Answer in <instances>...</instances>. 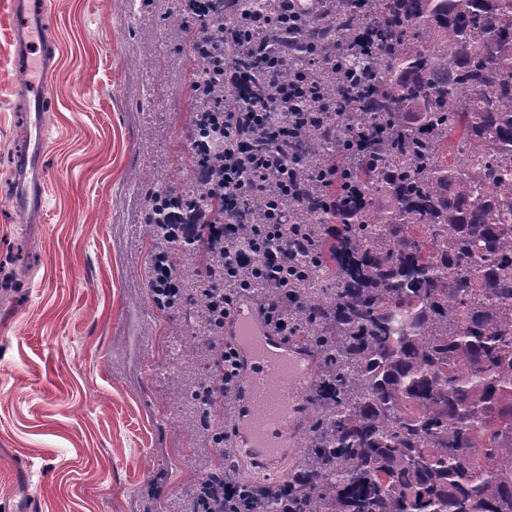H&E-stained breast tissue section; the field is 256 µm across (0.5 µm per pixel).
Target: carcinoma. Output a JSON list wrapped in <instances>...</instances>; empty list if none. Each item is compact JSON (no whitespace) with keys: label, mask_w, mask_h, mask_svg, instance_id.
I'll return each mask as SVG.
<instances>
[{"label":"carcinoma","mask_w":512,"mask_h":512,"mask_svg":"<svg viewBox=\"0 0 512 512\" xmlns=\"http://www.w3.org/2000/svg\"><path fill=\"white\" fill-rule=\"evenodd\" d=\"M181 31L190 0H155ZM191 47L190 130L217 143L210 192L189 154L183 189L145 200V235L166 283L162 312L191 334L170 374L189 415L198 473L176 512L224 508V241L181 248L172 207L224 221V117L245 97L224 86V56L249 47L238 7L210 0ZM270 78L241 56L249 98L275 99L314 55L301 91L299 201L266 191L239 223L243 244L288 210L305 248L288 287L293 335L318 355L309 436L288 477L237 474L253 512H512V0H326ZM213 274L204 279L201 273Z\"/></svg>","instance_id":"obj_1"}]
</instances>
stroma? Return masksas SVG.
Returning <instances> with one entry per match:
<instances>
[{
    "label": "stroma",
    "instance_id": "35a3bbf8",
    "mask_svg": "<svg viewBox=\"0 0 512 512\" xmlns=\"http://www.w3.org/2000/svg\"><path fill=\"white\" fill-rule=\"evenodd\" d=\"M48 196L21 223L7 193L22 136L9 0H0V512H169L195 473L168 395L185 316L151 304L140 228L162 174L181 187L186 72L129 0H46ZM154 58L153 67L142 64Z\"/></svg>",
    "mask_w": 512,
    "mask_h": 512
}]
</instances>
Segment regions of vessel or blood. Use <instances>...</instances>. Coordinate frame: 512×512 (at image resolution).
Masks as SVG:
<instances>
[{
	"label": "vessel or blood",
	"instance_id": "vessel-or-blood-1",
	"mask_svg": "<svg viewBox=\"0 0 512 512\" xmlns=\"http://www.w3.org/2000/svg\"><path fill=\"white\" fill-rule=\"evenodd\" d=\"M14 64L26 68L31 36L42 30L44 0H11ZM20 119L26 129L14 156L9 197L20 220L38 223L45 207L43 161L46 134L43 113L45 89L32 82L20 88ZM229 339L241 351L242 379L234 393V425L246 452L254 459H275L287 450L296 429V410L308 397L310 351L298 352L281 336L260 323L252 306H241L233 318Z\"/></svg>",
	"mask_w": 512,
	"mask_h": 512
}]
</instances>
